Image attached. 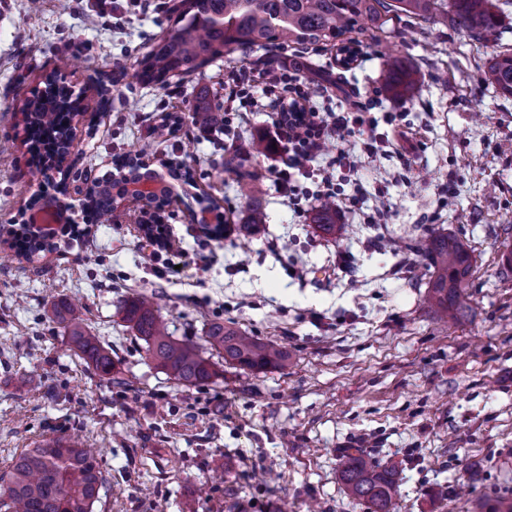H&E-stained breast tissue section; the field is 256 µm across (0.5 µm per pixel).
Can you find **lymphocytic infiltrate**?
I'll use <instances>...</instances> for the list:
<instances>
[{"instance_id": "f902f5d3", "label": "lymphocytic infiltrate", "mask_w": 512, "mask_h": 512, "mask_svg": "<svg viewBox=\"0 0 512 512\" xmlns=\"http://www.w3.org/2000/svg\"><path fill=\"white\" fill-rule=\"evenodd\" d=\"M310 85L298 69L286 66L254 73L242 69L233 74L226 83V109L260 107L261 103L284 108L292 102H309ZM378 121L370 116L363 103H355L348 112L302 113L299 120L278 123L272 138L274 146L268 154L278 159L279 164L272 173L279 191L293 205L301 202L334 199L338 196L337 171L349 173L371 166L381 148L383 137L377 132ZM366 133L362 149L343 146L338 149L325 167H314L313 162L323 155L329 141H345L354 131ZM310 179L316 184V191L301 190L299 179Z\"/></svg>"}]
</instances>
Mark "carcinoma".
<instances>
[{
    "mask_svg": "<svg viewBox=\"0 0 512 512\" xmlns=\"http://www.w3.org/2000/svg\"><path fill=\"white\" fill-rule=\"evenodd\" d=\"M512 0H179L172 8L174 26L154 40L138 61L136 76L143 84L164 85L173 76H189L217 60L240 52L268 51L288 44L335 45L342 37L357 33L378 39L393 18L405 16L432 28L451 24L475 41H482L499 28L498 11ZM480 81L505 97H512V48L495 51L481 71ZM385 91L400 97L418 90L419 73L398 59L382 71ZM63 88L45 83V90L25 104L29 113L31 150L38 157L31 177L60 155L62 137L70 120ZM192 122L224 127V108L200 97L192 109ZM144 148L133 149L120 166L140 176ZM250 208L247 224L265 222L263 190L253 181L243 188ZM111 189L105 182L90 190L88 214L99 224L110 221ZM314 223L326 235L336 234V202L327 199L317 209ZM419 250L430 260L433 271L427 283L426 300L436 315L461 319L470 311L466 281L473 258L468 246L451 234L426 236ZM54 321L67 332L75 353L97 375L112 378V350L104 347L84 323L79 308L70 300H58L51 308ZM122 319L146 344V355L184 386H196L217 376L214 364L203 357L191 341H179L157 314L152 298L142 295L120 306ZM206 342L224 363L255 371L281 370L288 366V349L261 341L231 323L212 322ZM340 480L347 494L366 505L367 512H395L396 472L368 461L358 449L345 454ZM106 478L90 450L73 441L54 446L44 439L33 448L15 454L8 472L0 476V512H93Z\"/></svg>",
    "mask_w": 512,
    "mask_h": 512,
    "instance_id": "1",
    "label": "carcinoma"
}]
</instances>
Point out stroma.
Instances as JSON below:
<instances>
[{"label": "stroma", "mask_w": 512, "mask_h": 512, "mask_svg": "<svg viewBox=\"0 0 512 512\" xmlns=\"http://www.w3.org/2000/svg\"><path fill=\"white\" fill-rule=\"evenodd\" d=\"M172 23L152 0H69L64 12L57 0L36 11L0 0V471L14 453L70 435L98 450L107 477L94 512H365L339 479L343 452L359 448L397 471L396 512H480L512 498V272L502 260L512 246V97L477 79L495 36L477 43L403 18L385 39L362 38L366 56L347 69L321 45L276 51L275 65L300 64L327 86L315 110L377 100V131L393 145L376 167L340 178L342 196L359 203L324 236L288 207L257 147L273 111L235 117L228 134L192 128L153 141L161 115L189 113L200 90L223 101L233 66L140 83L137 60ZM391 56L418 71V95L383 90ZM59 68L85 96L69 191L115 174V160L144 144L152 169L179 161L201 192L223 199L231 232L208 237L179 205L161 216L168 246L158 251L122 220L16 256L6 231L26 223L34 193L20 107ZM234 139L256 146L241 167L265 189L267 220L254 234L240 230L247 201L227 169ZM378 207L388 224L369 223ZM432 231L457 235L473 257L472 311L451 326L425 301L429 261L416 247ZM173 256L179 275L158 277ZM140 293L205 357L215 359L206 331L220 320L284 345L290 362L256 372L217 361L213 381L178 384L118 312ZM56 297L82 304L112 350L113 379L73 354L52 318Z\"/></svg>", "instance_id": "1"}]
</instances>
